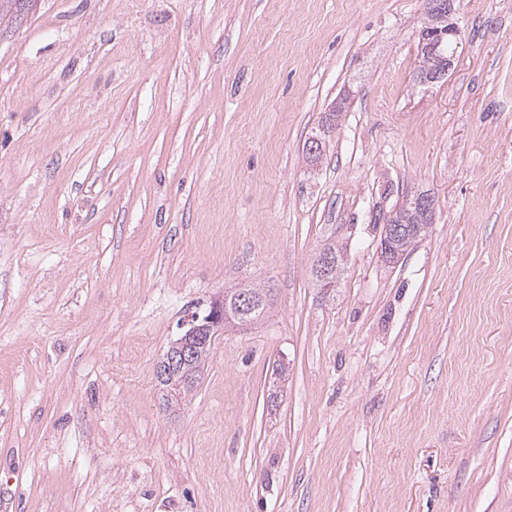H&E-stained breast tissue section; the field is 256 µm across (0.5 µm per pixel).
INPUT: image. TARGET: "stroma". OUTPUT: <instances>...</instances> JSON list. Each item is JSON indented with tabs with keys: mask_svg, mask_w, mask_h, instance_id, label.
I'll use <instances>...</instances> for the list:
<instances>
[{
	"mask_svg": "<svg viewBox=\"0 0 512 512\" xmlns=\"http://www.w3.org/2000/svg\"><path fill=\"white\" fill-rule=\"evenodd\" d=\"M454 9L429 86L423 0H40L0 42V512H512V0ZM251 282L165 413L181 322ZM418 66L416 77L417 80L420 81L419 83H426L427 79L438 76L440 73L446 72L447 70L449 72L451 68L447 57L442 52L437 53L436 51H433L425 57L420 56ZM433 201V197L428 193H418L415 195L414 205L425 214L417 211L416 208L412 206V198L403 201L400 205H395V207L400 206V217L405 222L404 225L410 228V234L414 232L415 234H419V237L426 234L430 224L425 223L428 220V217L425 215L433 212ZM389 224L392 225H389L386 229L387 237L384 240L381 238V244L383 242V245H381V257L385 262L394 263L401 257L403 252L408 250L411 242L407 235H404L396 241L395 249H392L390 244L393 241V238L401 234L402 226L399 224H402V221L392 216ZM179 378V376H174L173 378L167 377L163 381H158L162 389V399L167 408L169 406L176 408L179 405V401L185 400L195 386V384H182Z\"/></svg>",
	"mask_w": 512,
	"mask_h": 512,
	"instance_id": "35a3bbf8",
	"label": "stroma"
}]
</instances>
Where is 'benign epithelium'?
<instances>
[{
	"label": "benign epithelium",
	"instance_id": "1",
	"mask_svg": "<svg viewBox=\"0 0 512 512\" xmlns=\"http://www.w3.org/2000/svg\"><path fill=\"white\" fill-rule=\"evenodd\" d=\"M35 6L34 0H11L0 8V14L5 19L16 25ZM454 14V0H426L423 13L422 32L429 35L437 45H442L446 36L459 38L460 30L452 20ZM448 59L443 53L432 52L424 57H419L417 80L425 82L427 79L439 75L450 69ZM325 154L323 141L315 136L308 138L304 155L309 166L315 168L321 162ZM401 220L393 217L387 228L386 238L381 245V257L388 263L396 262L401 254L391 248L393 238L401 234ZM315 271L319 280L329 281L335 276V263L328 253H321L318 257ZM224 299L218 298L211 302L209 313L204 322H199V315L191 314L181 323L184 334L172 341L160 360L158 373L162 376L170 374L174 369L190 363L194 358V342L217 336L224 331Z\"/></svg>",
	"mask_w": 512,
	"mask_h": 512
}]
</instances>
